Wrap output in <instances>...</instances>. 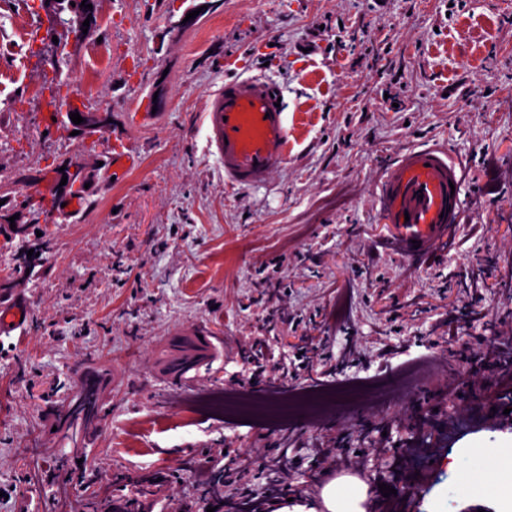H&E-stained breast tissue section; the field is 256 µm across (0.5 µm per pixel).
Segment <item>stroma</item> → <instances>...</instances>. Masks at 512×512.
Returning <instances> with one entry per match:
<instances>
[{
  "label": "stroma",
  "mask_w": 512,
  "mask_h": 512,
  "mask_svg": "<svg viewBox=\"0 0 512 512\" xmlns=\"http://www.w3.org/2000/svg\"><path fill=\"white\" fill-rule=\"evenodd\" d=\"M198 2L101 0L84 54L112 68L87 95L38 0H0V32L17 13L43 31L0 47L16 76L0 192L34 196L83 152L66 124L45 128L51 93L120 116L161 96L129 134L134 164L81 210H44L22 240L0 227V282H22L30 307L0 333V512H104L111 497L246 512L343 475L367 485L366 512L383 484L399 512H506L512 413L484 407L512 352V0H219L177 29ZM235 76L276 85L292 129L287 165L244 189L225 185L205 117ZM432 144L463 162L465 222L409 263L379 246L375 188L394 154ZM191 331L212 357L176 381L160 352ZM91 374L103 412L76 448L49 411ZM270 386L332 400L316 424L199 406Z\"/></svg>",
  "instance_id": "stroma-1"
}]
</instances>
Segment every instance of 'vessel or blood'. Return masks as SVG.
<instances>
[{
    "label": "vessel or blood",
    "mask_w": 512,
    "mask_h": 512,
    "mask_svg": "<svg viewBox=\"0 0 512 512\" xmlns=\"http://www.w3.org/2000/svg\"><path fill=\"white\" fill-rule=\"evenodd\" d=\"M276 88L258 77L225 81L207 112L208 145L224 167L225 182L247 187L268 181L288 162L291 130ZM461 166L443 146L400 151L379 184V214L389 227L384 251L406 261L428 258L450 245L464 221L452 186ZM29 306L17 289H0V332L22 328Z\"/></svg>",
    "instance_id": "1"
}]
</instances>
